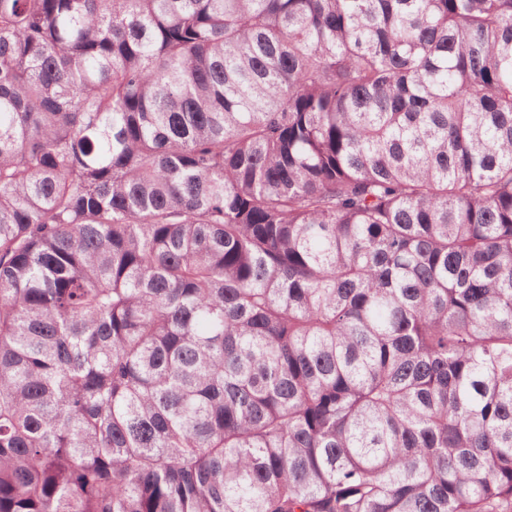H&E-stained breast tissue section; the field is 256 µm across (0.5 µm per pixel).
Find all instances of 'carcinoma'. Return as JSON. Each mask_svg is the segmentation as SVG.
Listing matches in <instances>:
<instances>
[{
  "label": "carcinoma",
  "instance_id": "obj_1",
  "mask_svg": "<svg viewBox=\"0 0 512 512\" xmlns=\"http://www.w3.org/2000/svg\"><path fill=\"white\" fill-rule=\"evenodd\" d=\"M0 512H512V0H0Z\"/></svg>",
  "mask_w": 512,
  "mask_h": 512
}]
</instances>
